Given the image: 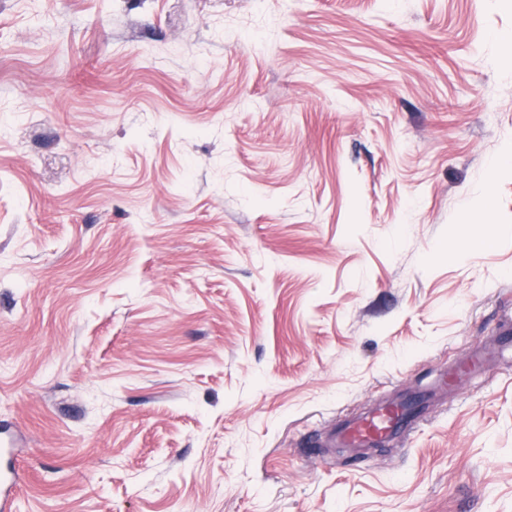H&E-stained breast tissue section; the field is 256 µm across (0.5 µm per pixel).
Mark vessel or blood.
Returning <instances> with one entry per match:
<instances>
[{"label":"vessel or blood","instance_id":"b4317fda","mask_svg":"<svg viewBox=\"0 0 512 512\" xmlns=\"http://www.w3.org/2000/svg\"><path fill=\"white\" fill-rule=\"evenodd\" d=\"M493 351L500 355L512 353V332L503 331L496 349H489L485 345L477 346L468 364L455 367L453 374L439 382V390H451L457 375L480 370L489 353ZM420 414L421 407L414 400L385 403L363 416L344 423L334 438L339 441L341 447L353 449L361 454L380 441L402 438L410 434ZM17 497L18 483L14 475L13 450L11 444L5 443L0 445V512H13Z\"/></svg>","mask_w":512,"mask_h":512}]
</instances>
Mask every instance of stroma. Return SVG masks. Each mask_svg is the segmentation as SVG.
<instances>
[{
  "label": "stroma",
  "instance_id": "obj_1",
  "mask_svg": "<svg viewBox=\"0 0 512 512\" xmlns=\"http://www.w3.org/2000/svg\"><path fill=\"white\" fill-rule=\"evenodd\" d=\"M263 13L0 0L18 512H512V0ZM490 353L491 350L488 346H477L468 364L455 367L445 379L439 382V390L449 392L454 386L457 376L463 373H471L480 370ZM422 408L416 400L394 401L379 405L363 416L344 423L331 438L329 445L352 448L362 454L382 440L403 439L415 428Z\"/></svg>",
  "mask_w": 512,
  "mask_h": 512
}]
</instances>
